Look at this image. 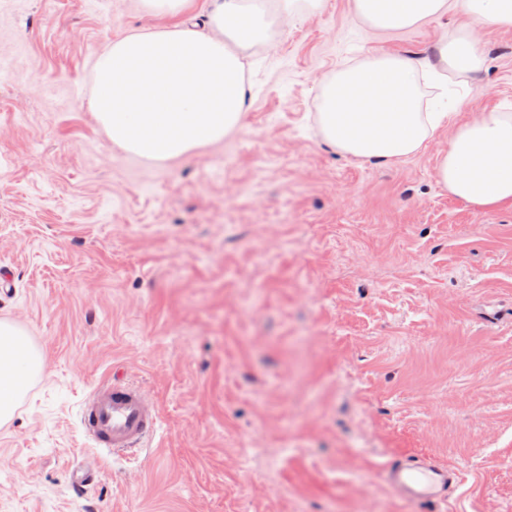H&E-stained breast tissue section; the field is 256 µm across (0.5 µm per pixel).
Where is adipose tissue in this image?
<instances>
[{
    "label": "adipose tissue",
    "mask_w": 512,
    "mask_h": 512,
    "mask_svg": "<svg viewBox=\"0 0 512 512\" xmlns=\"http://www.w3.org/2000/svg\"><path fill=\"white\" fill-rule=\"evenodd\" d=\"M456 4L466 21L443 36L435 58L366 57L327 80L318 121L343 156L393 162L418 151L447 118L428 86L445 72L479 71V30L512 27V0H353L356 16L380 30L415 26ZM214 35L181 27L133 33L113 42L95 66L91 109L113 143L161 160L221 140L241 124L246 85L240 46L265 33L264 0H222L210 15ZM438 178L480 209L512 202V113L489 111L455 129ZM41 367L21 332L0 322V422Z\"/></svg>",
    "instance_id": "1"
}]
</instances>
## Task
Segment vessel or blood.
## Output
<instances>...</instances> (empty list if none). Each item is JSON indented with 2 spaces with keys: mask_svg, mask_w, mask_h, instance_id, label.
I'll return each instance as SVG.
<instances>
[{
  "mask_svg": "<svg viewBox=\"0 0 512 512\" xmlns=\"http://www.w3.org/2000/svg\"><path fill=\"white\" fill-rule=\"evenodd\" d=\"M158 422V411L140 387L117 379L98 385L86 399L81 425L93 443L108 450H131L149 438ZM450 466L424 457L389 461L388 486L402 500L415 505L444 502L458 483Z\"/></svg>",
  "mask_w": 512,
  "mask_h": 512,
  "instance_id": "obj_1",
  "label": "vessel or blood"
}]
</instances>
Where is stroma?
<instances>
[{
    "mask_svg": "<svg viewBox=\"0 0 512 512\" xmlns=\"http://www.w3.org/2000/svg\"><path fill=\"white\" fill-rule=\"evenodd\" d=\"M211 8L0 0V320L43 362L0 424V512H512V203L437 181L459 125L512 113V29L479 32L483 69L388 166L323 143L322 85L433 54L455 11L381 31L352 0H267L239 131L175 160L114 145L98 58L130 33L210 34ZM115 373L160 419L112 453L80 411ZM404 455L459 470L452 498L396 497L383 466Z\"/></svg>",
    "mask_w": 512,
    "mask_h": 512,
    "instance_id": "stroma-1",
    "label": "stroma"
}]
</instances>
